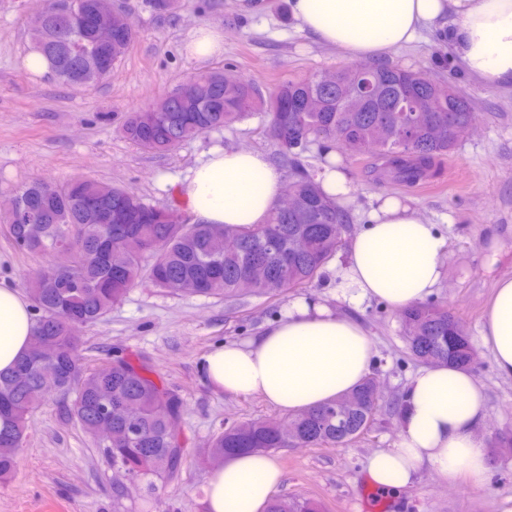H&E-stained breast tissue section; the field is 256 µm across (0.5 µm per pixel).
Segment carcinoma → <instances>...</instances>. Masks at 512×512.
Returning <instances> with one entry per match:
<instances>
[{
  "mask_svg": "<svg viewBox=\"0 0 512 512\" xmlns=\"http://www.w3.org/2000/svg\"><path fill=\"white\" fill-rule=\"evenodd\" d=\"M112 44L95 42L93 28L76 27L70 13L56 12L43 23H30L32 47L46 55L56 77L80 89L107 81L127 52L134 35L121 13L112 14ZM390 81L407 84L421 94L429 87L424 73L388 63L372 65L359 73L351 67L323 71L305 78L279 83L268 95L233 70L202 72L193 77L192 92L171 97L168 111L146 109L130 112L123 135L147 152H165L197 135L229 127L258 112L267 118L266 134L278 147L277 158L288 167V187L295 191L308 212L319 216L307 220L272 210L267 223L249 227L185 224L176 207L157 208L132 191L94 179L53 183L36 179L0 205V223L5 225L15 247L43 258L54 256L56 268L30 275L25 287L34 310L33 346L15 367L0 372V401L13 411L0 413V439L8 436L22 448L30 416L47 404L53 393H71L70 417L77 422L112 465L114 500L121 497V480L135 476L147 485L156 479H171L181 470L184 448L179 435L180 396L150 365L131 354H116L89 368L79 353L80 328L105 317L140 281L147 279L169 293L179 295L200 268L213 267L212 276L198 295L226 298L239 296L245 285L256 281L255 291L276 297L293 288H305L321 277L325 265L345 246L338 225L351 222L349 207L326 197L316 173L303 162L315 145L326 154L340 140L358 151H377L375 171L383 180L414 186L441 175L444 158L455 149V140L471 115L468 100L455 93L433 104L431 118L452 123L451 134L436 139L426 126L413 129L410 145L398 147L402 113L383 112L370 103L366 112H344L340 100L355 86ZM308 95H321V112H300L298 103ZM129 210L139 219L119 232L118 259L123 274L111 278L101 262L97 240L103 224L96 210L103 206ZM31 209L37 222L18 220ZM321 235L311 240L303 253L292 251V242L308 236L314 227ZM405 341L417 361L432 365L448 362L471 370L472 349L467 333L448 348L438 337L459 322L446 306L417 304L400 312ZM131 404L140 407L135 419L126 416ZM370 402L363 399L346 418L355 429L370 416ZM110 415L112 439H96L103 414ZM292 428L280 430L262 420L237 423L218 432L211 442L213 457L228 454L267 453L299 445L338 447L336 401L300 411L289 418ZM268 512H320L310 499L276 496Z\"/></svg>",
  "mask_w": 512,
  "mask_h": 512,
  "instance_id": "1",
  "label": "carcinoma"
}]
</instances>
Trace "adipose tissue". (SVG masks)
<instances>
[{
    "label": "adipose tissue",
    "instance_id": "1",
    "mask_svg": "<svg viewBox=\"0 0 512 512\" xmlns=\"http://www.w3.org/2000/svg\"><path fill=\"white\" fill-rule=\"evenodd\" d=\"M289 9L298 30L356 59L385 56L434 29L462 72L489 88L512 85V0H289ZM283 185L282 171L265 153L215 147L178 193L202 223L249 226L266 222ZM447 249L440 225L399 198H382L348 242L333 293L402 311L432 296ZM33 325L28 300L0 280V372L30 350ZM480 341L497 373L512 378V277L497 280ZM374 368L375 346L360 322L313 298L291 301L256 339L217 345L198 362L215 391L257 395L290 414L353 391ZM486 404L484 386L471 371L452 365L417 370L405 389L397 441L366 460L374 490L398 495L426 466L448 479L481 482L488 459L474 428ZM281 481L265 453L214 463L204 512H265Z\"/></svg>",
    "mask_w": 512,
    "mask_h": 512
}]
</instances>
